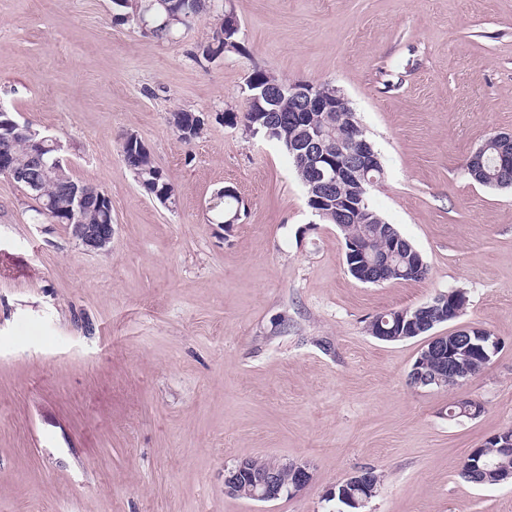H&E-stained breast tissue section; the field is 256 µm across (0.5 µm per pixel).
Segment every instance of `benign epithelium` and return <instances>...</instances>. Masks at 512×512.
<instances>
[{
	"instance_id": "7a95c632",
	"label": "benign epithelium",
	"mask_w": 512,
	"mask_h": 512,
	"mask_svg": "<svg viewBox=\"0 0 512 512\" xmlns=\"http://www.w3.org/2000/svg\"><path fill=\"white\" fill-rule=\"evenodd\" d=\"M288 95L297 102L303 115L298 117L302 129V138L294 143L300 149L298 155L315 156V163L309 169L306 183L310 186L309 203L313 213L320 215L324 211L317 207L321 195L334 190L336 184L346 181L358 185L359 192L354 197L343 198L336 207V221L352 212L362 211L367 206L364 199L365 186L375 182L370 173L376 169V153L366 139L359 136L358 127L352 121L353 109L345 94L338 88L328 93H319L316 87L307 81H296L288 86ZM309 112H332L336 119H328L322 126L307 122ZM25 138L30 152L32 165L44 174H61L68 167V159L61 154L60 146L40 131L25 125ZM336 130V140L341 149L336 156L321 152L324 138ZM500 144L497 170L500 175L512 173V132L494 136ZM0 173L13 179L32 193L39 192L41 181L28 170L17 168L9 155L0 153ZM65 191L71 198L73 209L66 219L73 238L90 250H104L112 242V225L82 224L80 215L89 207L101 211L112 210V200L98 189H90L81 182L64 183ZM466 297L457 294L453 297L437 295L430 301L414 308L407 319L410 334L420 335L426 330L446 323L456 317L465 305ZM499 349L497 338L490 337L485 330L476 326L464 325L452 332V336H430L422 349L426 357L438 363V371L431 374L423 370V363L416 362L410 373V382L415 387H446L460 383V378L468 374L476 375L491 361V355ZM311 473L309 465L302 461H280L268 468H256L248 460L238 461L224 469V492L229 495L246 496L261 502L276 501L284 496L301 492L309 484ZM340 493H331V498L341 496L357 508L366 506L379 493L380 485L373 482L366 471H356L338 484Z\"/></svg>"
}]
</instances>
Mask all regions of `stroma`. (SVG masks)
Segmentation results:
<instances>
[{
    "label": "stroma",
    "mask_w": 512,
    "mask_h": 512,
    "mask_svg": "<svg viewBox=\"0 0 512 512\" xmlns=\"http://www.w3.org/2000/svg\"><path fill=\"white\" fill-rule=\"evenodd\" d=\"M241 51L207 60L206 15L159 41L112 0H0V107L56 138L74 180L112 200L94 252L0 175V512H336L350 474L382 477L365 512H512V484L460 472L512 427V187L466 158L512 131V0H224ZM343 90L384 176L370 205L423 255L419 281L354 279L282 146L224 123L249 75ZM199 115L191 141L172 113ZM133 131L173 185L167 208L120 159ZM227 187L231 227L209 203ZM459 290L457 322L500 341L480 374L418 388L424 337L372 317ZM482 413L451 420V403ZM242 459L302 460V492H224ZM224 194V197H216L213 212L215 219L221 222L224 221V223L221 224H226L225 227H227L229 224H236L237 221L240 219L243 199L238 195L236 190L231 187L224 188ZM227 194L236 196L238 203L236 206L235 213L225 220L224 213L230 212L233 209L236 202V200L233 197L227 196ZM404 309H401V310H390L387 314L388 318H389V325H387V327H391V326H394V330H393V335L390 336L388 335L387 333H389L391 330L385 328L383 326V324H386L387 323V320L385 318L382 317V315L384 314H380L378 316H376V320H377V323L379 325V331L377 330L375 332L376 336L374 335V327H375V323L374 322H369L368 324V331H369V334H371L372 336H375L377 337L379 340H390V342H398V341H405V340H409V339H397V340H391L394 336H403L405 334H407L408 330H407V327L406 326V321L405 323H403V321L401 320L402 322V327L400 326V319L398 318V315H399V312L403 311ZM394 316H397L396 319H394Z\"/></svg>",
    "instance_id": "35a3bbf8"
}]
</instances>
